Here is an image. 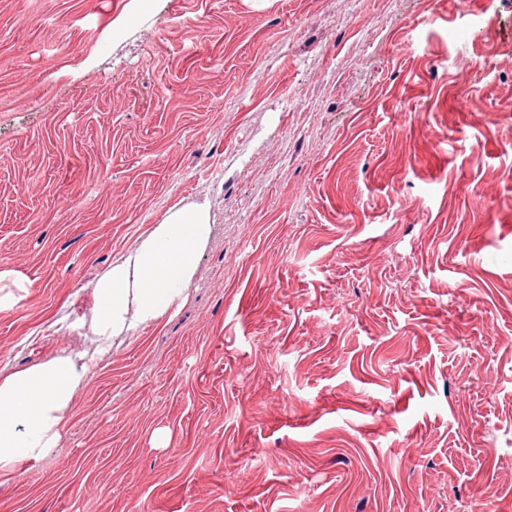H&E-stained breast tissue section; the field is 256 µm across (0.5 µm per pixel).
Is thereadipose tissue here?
I'll list each match as a JSON object with an SVG mask.
<instances>
[{
  "label": "adipose tissue",
  "instance_id": "adipose-tissue-1",
  "mask_svg": "<svg viewBox=\"0 0 512 512\" xmlns=\"http://www.w3.org/2000/svg\"><path fill=\"white\" fill-rule=\"evenodd\" d=\"M210 233L207 203L172 210L95 279L88 319L93 349L0 371V479L60 447L77 391L123 336L161 319L184 299Z\"/></svg>",
  "mask_w": 512,
  "mask_h": 512
}]
</instances>
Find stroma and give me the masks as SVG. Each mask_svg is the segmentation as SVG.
Returning <instances> with one entry per match:
<instances>
[{"mask_svg":"<svg viewBox=\"0 0 512 512\" xmlns=\"http://www.w3.org/2000/svg\"><path fill=\"white\" fill-rule=\"evenodd\" d=\"M201 201L0 512H512V0H0V370ZM32 285V281L20 272L6 266L0 267V311L13 309Z\"/></svg>","mask_w":512,"mask_h":512,"instance_id":"obj_1","label":"stroma"}]
</instances>
